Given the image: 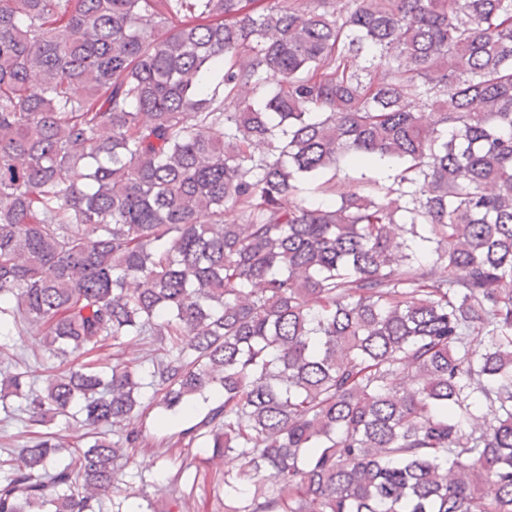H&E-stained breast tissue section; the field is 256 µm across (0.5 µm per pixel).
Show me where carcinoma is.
<instances>
[{"label":"carcinoma","instance_id":"obj_1","mask_svg":"<svg viewBox=\"0 0 512 512\" xmlns=\"http://www.w3.org/2000/svg\"><path fill=\"white\" fill-rule=\"evenodd\" d=\"M12 328L0 512H100L145 388L224 512H512V0H0ZM0 342L2 344H7L10 348H16L17 351H24L26 353V358L28 359L29 363L31 366H37L34 365V354H36V352H34L33 354V350H37L38 351V358L40 360H43V363L44 364H47V360H46V357L47 356H44L42 352H40L37 347H35L36 345L33 343L32 339H31V336H18L17 333L15 331L12 332V335L11 336H1L0 337ZM15 413L12 417H7L2 406H0V459L9 457L7 455L9 451L5 448L17 453L18 449L22 448L28 441L25 425L21 421L22 415L19 416L18 412Z\"/></svg>","mask_w":512,"mask_h":512}]
</instances>
